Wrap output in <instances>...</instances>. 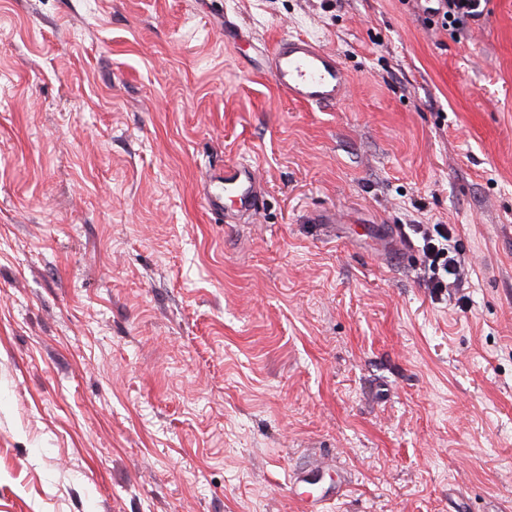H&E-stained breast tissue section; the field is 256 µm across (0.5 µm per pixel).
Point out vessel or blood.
Instances as JSON below:
<instances>
[{
    "instance_id": "b4317fda",
    "label": "vessel or blood",
    "mask_w": 512,
    "mask_h": 512,
    "mask_svg": "<svg viewBox=\"0 0 512 512\" xmlns=\"http://www.w3.org/2000/svg\"><path fill=\"white\" fill-rule=\"evenodd\" d=\"M268 69L292 101L320 106L344 98L345 73L335 54L308 38L289 35L277 41L268 55ZM260 197L256 170L241 162L212 175L204 193L208 208L228 219L255 215Z\"/></svg>"
}]
</instances>
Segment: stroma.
Here are the masks:
<instances>
[{"label": "stroma", "mask_w": 512, "mask_h": 512, "mask_svg": "<svg viewBox=\"0 0 512 512\" xmlns=\"http://www.w3.org/2000/svg\"><path fill=\"white\" fill-rule=\"evenodd\" d=\"M428 8L0 0V512H296L315 459L331 512H512V0ZM288 34L340 103L276 87ZM466 1V4H463ZM437 7L430 8L434 19H428L429 24H437L443 29L452 28L460 33L470 20L479 18L483 13L482 2L485 0H434ZM268 69L292 101L320 106L344 98L346 78L336 55L306 37L288 35L277 41L269 51ZM261 187L253 166L236 162L226 164L221 172L208 179L204 198L208 208L223 214L226 220L257 213ZM231 202L230 208L224 200ZM235 212V213H234ZM412 231L422 240V265L429 288L445 291L464 276L461 253L449 242L452 229L446 224H414Z\"/></svg>", "instance_id": "obj_1"}]
</instances>
